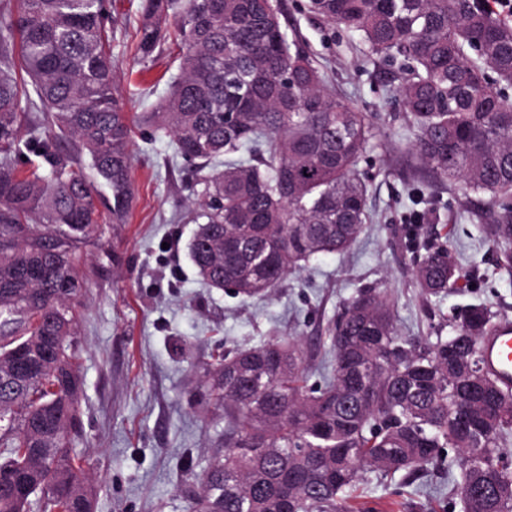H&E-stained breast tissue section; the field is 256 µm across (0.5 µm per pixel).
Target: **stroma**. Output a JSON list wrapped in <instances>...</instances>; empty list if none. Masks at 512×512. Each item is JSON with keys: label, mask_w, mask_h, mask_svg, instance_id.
<instances>
[{"label": "stroma", "mask_w": 512, "mask_h": 512, "mask_svg": "<svg viewBox=\"0 0 512 512\" xmlns=\"http://www.w3.org/2000/svg\"><path fill=\"white\" fill-rule=\"evenodd\" d=\"M283 23L298 30L328 85L374 115L378 135L358 162L367 186L366 229L342 254H324L288 275L271 296L244 301L206 286L188 258L194 195L190 165L169 140L140 124L131 146L134 206L125 223L104 215L101 244L87 246L74 354L82 380L75 448L88 461L94 512H184L224 422L201 404L202 365L216 339L259 347L285 335L317 336L358 290L387 291L398 330L436 336L470 303L512 315V271L485 242L489 218L446 184L430 180L409 145L414 129L385 81L391 66L364 54L347 32L281 0ZM117 43L116 89L131 115L153 111L178 72L176 45L142 58L132 35L140 0H109ZM448 242L467 275L462 288L423 299L414 271L430 243ZM459 466L429 465L425 477L366 474L358 512H458Z\"/></svg>", "instance_id": "stroma-1"}]
</instances>
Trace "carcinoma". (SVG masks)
<instances>
[{"instance_id":"cac0c4a2","label":"carcinoma","mask_w":512,"mask_h":512,"mask_svg":"<svg viewBox=\"0 0 512 512\" xmlns=\"http://www.w3.org/2000/svg\"><path fill=\"white\" fill-rule=\"evenodd\" d=\"M134 39L151 57L175 36L179 74L146 116L194 165L197 224L189 256L211 288L268 297L320 254L350 250L368 220L356 167L376 138L372 116L336 96L279 0H141ZM0 13V512H82L85 459L74 449L81 383L76 336L83 248L101 237V207L130 212L136 121L114 88L105 0H18ZM309 12L402 61L395 89L413 120L411 151L464 199L483 196L486 241L512 270V22L488 0H308ZM73 140L112 199L65 146ZM27 163L30 169H21ZM421 296L465 279L450 247H425ZM495 325L472 304L448 336H403L384 291L362 289L314 348L280 336L211 357L208 403L224 447L207 462L186 512H354L367 472L416 476L448 450L462 467V512H512V391L488 376L458 382L454 351L483 372L479 345ZM24 346L38 368L19 375ZM322 384H309L319 351Z\"/></svg>"}]
</instances>
